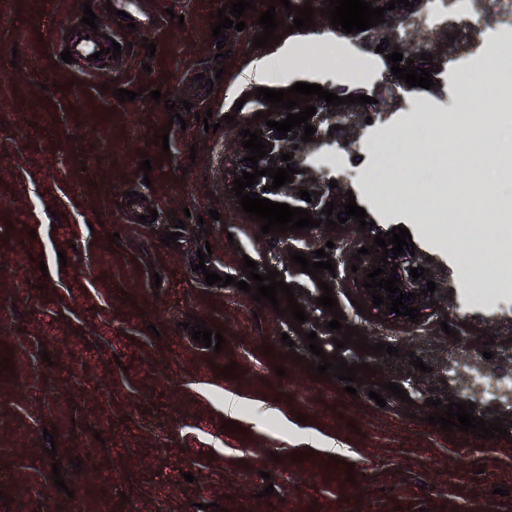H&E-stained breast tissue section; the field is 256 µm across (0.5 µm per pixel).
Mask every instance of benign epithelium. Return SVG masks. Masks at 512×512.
<instances>
[{"label": "benign epithelium", "mask_w": 512, "mask_h": 512, "mask_svg": "<svg viewBox=\"0 0 512 512\" xmlns=\"http://www.w3.org/2000/svg\"><path fill=\"white\" fill-rule=\"evenodd\" d=\"M385 37L388 41L384 44V54L388 55L397 50L408 56L413 48L417 45L425 47L426 52L433 56L432 67L442 68L448 62V59L457 52L458 47L456 43L448 40L447 36L441 31H434L425 33L420 26L416 25L409 31L405 32L399 25L394 24L386 28ZM310 104L316 107V114H314L308 123L316 129L313 134V140L310 142L301 141V137L294 136V133H303V128H295V132L288 133L285 139L278 138L276 131L264 125L261 127L263 131L262 137L265 141L270 143L272 151L267 154V157L258 161V168H266L273 166L275 168L286 167V162L280 160V153H291L293 156L305 155L307 153L316 151L323 147L324 138L320 134L329 130L331 126L339 124L343 129L339 130V137L341 141L348 142V146L352 147L356 143V135L362 126V121L366 119L367 113L362 111V106L358 104H346L337 108L326 106V101L314 99ZM272 184V179L267 176L259 178V183L251 188V191L260 194V197L267 198L274 202L286 203L292 208L300 207L311 211L313 218L326 219V215L321 213V210L326 208V203L333 200L335 203L340 204L346 202L347 196L341 187L330 188L329 179L318 169L305 166L303 172L293 175V182L280 187L278 190H267L265 186ZM305 188L309 191L315 192L311 196L312 202L308 203L299 198L297 192ZM399 263L398 278L400 290L404 292L420 293V290L427 288V281L419 279L413 280L409 275V267L420 266L419 260L411 256L410 250H405V254L398 256L395 260H389L387 270L383 277H389L390 267L392 263Z\"/></svg>", "instance_id": "benign-epithelium-1"}]
</instances>
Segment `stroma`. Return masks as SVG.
<instances>
[{
  "label": "stroma",
  "mask_w": 512,
  "mask_h": 512,
  "mask_svg": "<svg viewBox=\"0 0 512 512\" xmlns=\"http://www.w3.org/2000/svg\"><path fill=\"white\" fill-rule=\"evenodd\" d=\"M86 1L109 22L107 0H0V361L10 365L0 369V512H200L213 502L225 512H512V444L444 432L428 423L426 405L466 401L482 419L512 423V402L496 390L512 377V307L468 304L452 250L428 240L431 225L383 217L358 190L356 203L377 230L406 227L416 256L449 289L411 328L359 314L363 293L350 265L367 239L357 225L271 236L233 199L240 132L256 128L263 109L257 88L303 82L368 92L387 75L383 61L321 20L294 32L281 24L279 44L253 48L260 27L250 10L220 64L210 23L226 0H137L159 13V27L112 28L127 50L112 70L88 78L52 47ZM301 41L334 42L361 67L289 66ZM261 59L269 63L262 73L254 67ZM199 73L212 91L195 82ZM118 88L137 92L136 101L116 100ZM158 88L192 103L183 123L151 99ZM408 107L452 114L456 130L410 127L400 142L440 135L449 154L463 155L464 177L478 180L498 141L480 137L447 94L418 91ZM208 109L221 122L214 133L197 120ZM231 113L235 124L223 123ZM166 125L165 156L155 136ZM145 156L157 163L147 175ZM128 191L142 195L140 209L157 210L155 222L125 216ZM185 209L182 236L162 245L171 212ZM212 209L219 219L208 218ZM201 215L212 251L205 264L233 285H207L191 267ZM329 240L334 272L316 280L291 262L290 252L310 257ZM245 256L298 288L305 323L238 290ZM323 281L347 324L398 355L336 349L326 328L332 316L316 304ZM196 316L220 328L222 350L195 343L185 324ZM310 331L326 355L375 367L374 380L353 397L338 379L314 378L307 365L316 356L303 339ZM414 356L427 371L410 367ZM232 363L236 376L217 375ZM378 381L401 384L408 401L377 405L368 392ZM228 395L241 398L237 412L225 410ZM229 420L238 432L223 429ZM75 457L81 470L70 464ZM56 461L63 489L52 480ZM269 484L275 492L263 496Z\"/></svg>",
  "instance_id": "stroma-1"
}]
</instances>
